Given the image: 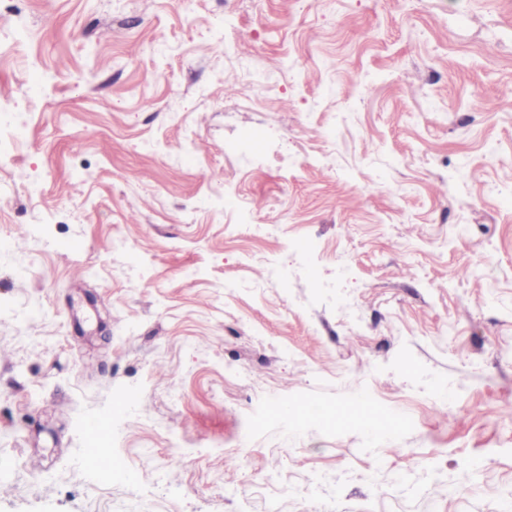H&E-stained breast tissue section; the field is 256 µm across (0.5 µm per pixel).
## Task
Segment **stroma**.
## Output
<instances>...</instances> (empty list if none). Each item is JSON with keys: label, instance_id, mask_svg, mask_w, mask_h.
I'll return each instance as SVG.
<instances>
[{"label": "stroma", "instance_id": "35a3bbf8", "mask_svg": "<svg viewBox=\"0 0 512 512\" xmlns=\"http://www.w3.org/2000/svg\"><path fill=\"white\" fill-rule=\"evenodd\" d=\"M510 90L512 0H0V512H501Z\"/></svg>", "mask_w": 512, "mask_h": 512}]
</instances>
